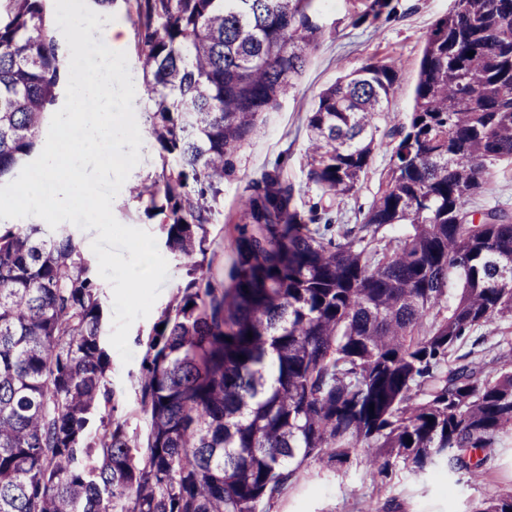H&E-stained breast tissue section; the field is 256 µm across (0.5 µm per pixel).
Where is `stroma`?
<instances>
[{"label": "stroma", "instance_id": "stroma-1", "mask_svg": "<svg viewBox=\"0 0 512 512\" xmlns=\"http://www.w3.org/2000/svg\"><path fill=\"white\" fill-rule=\"evenodd\" d=\"M380 15L370 11L372 0H314L317 22L324 29L319 49L297 80V86L277 111L266 113L250 143L240 151L236 170L224 180V216L211 225L212 244L206 256L214 287H226L233 263V241L238 235L237 201L248 195L253 181L264 173L279 171L293 187L294 201L307 206L318 201L319 191L307 179V116L319 93L328 85L370 62L398 68V89L388 103V121L405 120L412 109L418 62L424 36L454 0H387ZM158 150H143L139 164L113 202V213L124 225L158 234L159 226L143 205L133 199L130 186L158 172ZM389 155L377 150L375 161L357 191L336 200L333 215L340 224H356L370 205ZM169 274L148 317L137 320L128 335L133 353L130 363L113 356L109 377L116 391L115 416L128 420L130 428H142L138 377L147 339L162 310L185 282L183 260L169 258ZM512 486V433L503 435L493 459L481 472L460 475L447 468L417 473L403 463L389 475H379L365 454L343 466L311 464L304 477L287 489L271 512H373L393 503L396 512H473L478 501Z\"/></svg>", "mask_w": 512, "mask_h": 512}]
</instances>
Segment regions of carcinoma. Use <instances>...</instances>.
<instances>
[{
    "label": "carcinoma",
    "mask_w": 512,
    "mask_h": 512,
    "mask_svg": "<svg viewBox=\"0 0 512 512\" xmlns=\"http://www.w3.org/2000/svg\"><path fill=\"white\" fill-rule=\"evenodd\" d=\"M50 2L0 0V182L35 157L67 85ZM312 3L133 0L160 172L130 193L175 256L206 255L224 178L318 50ZM397 82L371 62L319 94L320 200L298 208L276 170L253 182L228 287L187 265L146 341L142 436L113 416L79 244L0 223V512H270L310 463L359 449L383 468L487 466L512 430V362L460 350L512 320V215L472 209L512 164V0H455L424 38L412 111L383 129ZM378 148L361 222L333 223ZM475 512H512V490Z\"/></svg>",
    "instance_id": "1"
}]
</instances>
